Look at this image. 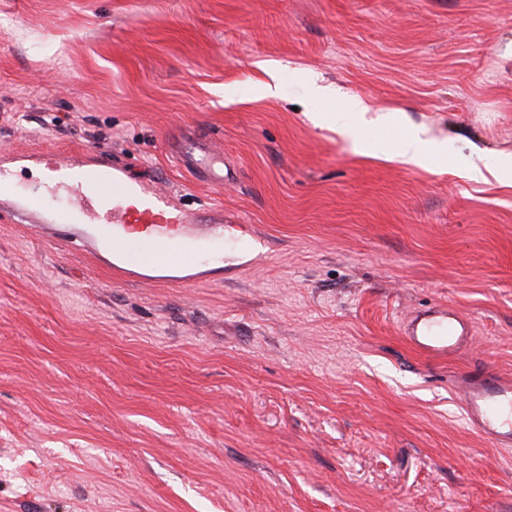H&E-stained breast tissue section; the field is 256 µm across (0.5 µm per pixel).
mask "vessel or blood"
Returning <instances> with one entry per match:
<instances>
[{
	"label": "vessel or blood",
	"mask_w": 512,
	"mask_h": 512,
	"mask_svg": "<svg viewBox=\"0 0 512 512\" xmlns=\"http://www.w3.org/2000/svg\"><path fill=\"white\" fill-rule=\"evenodd\" d=\"M180 165L202 171L208 181L224 182V159L214 153L197 155L193 145L183 147ZM45 178L73 192L50 218H42L38 202L21 197L10 175L0 176V211L32 223L46 222L52 235L71 239L84 252L108 267L113 276L148 284L191 287L203 279L197 267L200 250H208L212 264L224 262V219L215 217L209 227L208 246H200L195 233L201 216L178 209L171 192L129 170L84 156L57 158ZM116 201L108 224H77L76 214L90 206ZM405 336L419 352L448 356L470 344L475 336L472 322L453 308L413 312L406 320ZM465 420L480 437L499 448L512 447V380L490 372L470 374L461 381Z\"/></svg>",
	"instance_id": "obj_1"
}]
</instances>
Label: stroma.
<instances>
[{
    "mask_svg": "<svg viewBox=\"0 0 512 512\" xmlns=\"http://www.w3.org/2000/svg\"><path fill=\"white\" fill-rule=\"evenodd\" d=\"M349 98L350 136L319 119ZM414 130L447 155L391 160ZM48 152L266 245L194 288L115 283L0 214V512H512V448L454 389L512 379V0H0V168L50 210ZM444 303L476 336L429 357L404 320ZM195 148L192 144L183 147L177 157L180 165L193 173L200 170L208 181L222 185L224 183V158L210 152H204V155L201 156L197 155Z\"/></svg>",
    "mask_w": 512,
    "mask_h": 512,
    "instance_id": "35a3bbf8",
    "label": "stroma"
}]
</instances>
